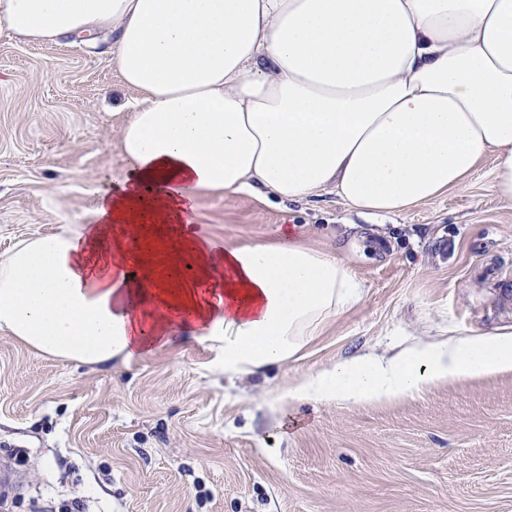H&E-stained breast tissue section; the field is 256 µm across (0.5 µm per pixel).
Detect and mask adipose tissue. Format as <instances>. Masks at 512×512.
<instances>
[{
	"mask_svg": "<svg viewBox=\"0 0 512 512\" xmlns=\"http://www.w3.org/2000/svg\"><path fill=\"white\" fill-rule=\"evenodd\" d=\"M0 29L39 46L111 34L137 93L95 223L0 260V333L45 354L128 361L181 337L233 379L294 358L361 301L349 264L319 248L199 233L203 194L284 203L330 187L396 214L464 188L492 154L512 201V0H0ZM502 372L512 331L356 355L278 398L386 402Z\"/></svg>",
	"mask_w": 512,
	"mask_h": 512,
	"instance_id": "obj_1",
	"label": "adipose tissue"
}]
</instances>
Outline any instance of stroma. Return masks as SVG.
I'll return each instance as SVG.
<instances>
[{
    "label": "stroma",
    "mask_w": 512,
    "mask_h": 512,
    "mask_svg": "<svg viewBox=\"0 0 512 512\" xmlns=\"http://www.w3.org/2000/svg\"><path fill=\"white\" fill-rule=\"evenodd\" d=\"M108 55L0 31V257L95 220L124 171L131 98ZM487 156L467 186L364 218L336 193L198 198L225 244L288 235L345 259L362 301L299 358L235 381L178 341L88 365L0 335V456L22 494L0 512H512V372L387 404L274 398L289 379L398 342L512 330V203Z\"/></svg>",
    "instance_id": "obj_1"
}]
</instances>
